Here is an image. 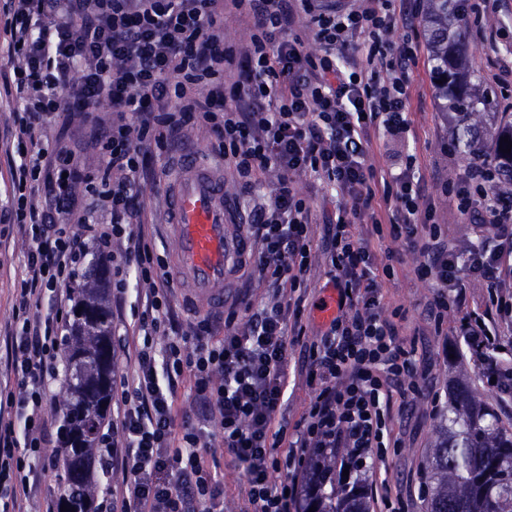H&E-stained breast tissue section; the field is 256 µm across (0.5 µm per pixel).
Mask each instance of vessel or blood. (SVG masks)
<instances>
[{
	"mask_svg": "<svg viewBox=\"0 0 512 512\" xmlns=\"http://www.w3.org/2000/svg\"><path fill=\"white\" fill-rule=\"evenodd\" d=\"M176 241L175 261L194 299L203 308H219L231 288L248 244L234 220L235 204L222 179L200 163L185 159L168 197Z\"/></svg>",
	"mask_w": 512,
	"mask_h": 512,
	"instance_id": "1",
	"label": "vessel or blood"
}]
</instances>
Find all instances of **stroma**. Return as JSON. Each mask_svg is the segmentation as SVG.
<instances>
[{"label": "stroma", "instance_id": "stroma-1", "mask_svg": "<svg viewBox=\"0 0 512 512\" xmlns=\"http://www.w3.org/2000/svg\"><path fill=\"white\" fill-rule=\"evenodd\" d=\"M475 9L465 19V64L480 93L487 99L486 111H502L512 101V0H471ZM431 53L422 49L417 67L411 74L408 97L410 128L404 137V153L415 156L416 168L427 184V197L434 204L436 219L448 237L449 244L467 239H489L490 226L468 223L456 208L454 200L442 193V182L455 178L467 162L461 153L444 154L442 146L450 140L448 117L439 112L431 72ZM112 108L101 103L95 111L71 115H55L45 122L42 136L49 143L59 141L78 146V164L93 171L99 166V152L91 145L96 131L108 125ZM197 147L200 158L212 160L217 150L215 138L204 128L187 125L173 142L164 147L145 146L140 150L142 165L155 173L156 180L143 190L142 203L154 224L149 244L156 255L169 260L168 271L175 286L172 308L182 326L194 324L204 310L192 299L171 259L175 248L167 212L166 190L173 180L187 149ZM294 180L307 204L317 217L312 227L315 245L312 251V275L308 282L305 316L313 329L326 322L318 304L328 291V268L321 242L324 226L335 218L341 202L336 190L316 177L302 173ZM12 175L6 158H0V365H6L10 348L3 334L12 321V307L17 288L25 277V236L10 218ZM360 231L367 237L378 257L396 252L400 255L390 275L379 276L380 310L384 317L401 328L405 347L413 352L420 391L412 398L410 411H403V399L392 395V434L400 442L384 460H367L363 476L367 483L385 482L391 499L400 500L403 512H426L430 488L426 457L436 435L438 416L432 409V392L446 393L450 376L449 354L464 351L457 326L464 310L483 306L486 290L475 279L466 281L465 309L449 308L442 327H434L427 316L429 304L437 294L433 280L420 279L416 268L418 254L405 250L402 242L373 234L370 225ZM216 464L217 477L224 480V512H246L248 487L244 467L233 460L225 449L211 446L208 450Z\"/></svg>", "mask_w": 512, "mask_h": 512}]
</instances>
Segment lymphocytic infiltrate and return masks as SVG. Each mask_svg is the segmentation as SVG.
<instances>
[{"label": "lymphocytic infiltrate", "mask_w": 512, "mask_h": 512, "mask_svg": "<svg viewBox=\"0 0 512 512\" xmlns=\"http://www.w3.org/2000/svg\"><path fill=\"white\" fill-rule=\"evenodd\" d=\"M14 61V136L24 153L12 176L11 214L25 231L27 276L13 307L10 370L14 385L0 398V512H57L24 502L30 476L55 470L45 448L53 437L46 413L49 382L67 326L66 311L88 253L112 263V286L149 293L134 325L113 329L133 372L112 383L115 414L101 426L97 448L105 470L123 475L106 486L98 512H218L221 483L200 445L217 423L221 447L244 466L249 512H295L313 453L347 449L357 460L384 458L397 447L390 429L392 393H417V368L400 328L379 310L375 258L355 232L372 225L418 252L421 277L438 293L429 309L442 326L449 307H462L461 271L482 282L483 308L466 312L459 331L481 372L496 385L512 376L497 356L512 346L494 321H507L512 294L506 263L512 257V197L495 189L490 154L470 164L445 189L462 216L492 226L496 243L449 246L432 205L421 204V179L412 164L379 169L368 163L372 132L398 139L408 126L409 73L420 52L417 37L390 40L398 26L413 28L421 0H5ZM251 16L243 55L246 74L229 80L235 53L224 44L225 8ZM304 23L320 45L305 51L292 30ZM112 105V120L96 136L101 165L80 169L68 146L45 145L40 128L58 112ZM212 131L220 156L243 188L264 174L279 180L268 206L241 230L249 243V273L276 290L238 328L236 307L208 315L190 336L157 346L172 325L174 283L166 262L133 223L135 201L149 174L138 161L142 144H165L184 125ZM310 173L336 188L343 202L326 226L328 274L338 313L326 330L305 341L302 321L313 249L310 210L293 176ZM105 200L112 221L95 223L79 205L73 184ZM391 208L383 219L372 205ZM79 225L81 234L71 233ZM59 293V306L41 317L31 309L43 292ZM300 345V371L313 389L296 426L282 416L288 349ZM192 379L204 408L198 423H175V401ZM286 447L285 460L273 451ZM286 476L273 481L272 474Z\"/></svg>", "instance_id": "lymphocytic-infiltrate-1"}]
</instances>
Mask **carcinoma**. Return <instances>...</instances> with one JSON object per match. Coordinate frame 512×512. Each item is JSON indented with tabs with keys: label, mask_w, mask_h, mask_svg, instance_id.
<instances>
[{
	"label": "carcinoma",
	"mask_w": 512,
	"mask_h": 512,
	"mask_svg": "<svg viewBox=\"0 0 512 512\" xmlns=\"http://www.w3.org/2000/svg\"><path fill=\"white\" fill-rule=\"evenodd\" d=\"M464 0H425L424 28L435 62L438 108L454 112L451 136L464 156L478 158L486 131L485 113L468 92L460 55L464 38ZM496 190L512 194V152L496 151ZM104 275L78 289L69 335L62 346L65 383L56 407L63 443L59 448L61 503L67 512H92L95 482L91 464L97 454V428L108 420L112 401L113 356L110 312L104 300ZM343 453L324 454L313 465L311 489L302 512H369L367 485L343 477ZM426 467L432 480L427 512H512V425L504 423L474 382L450 381Z\"/></svg>",
	"instance_id": "carcinoma-1"
}]
</instances>
